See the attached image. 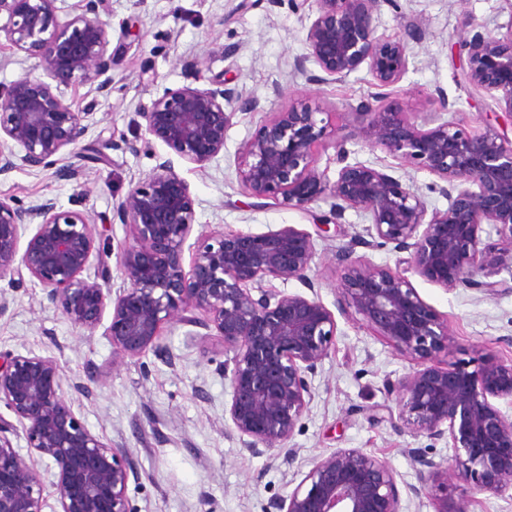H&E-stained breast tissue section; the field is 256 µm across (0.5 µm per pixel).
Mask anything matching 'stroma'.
Wrapping results in <instances>:
<instances>
[{"label":"stroma","mask_w":512,"mask_h":512,"mask_svg":"<svg viewBox=\"0 0 512 512\" xmlns=\"http://www.w3.org/2000/svg\"><path fill=\"white\" fill-rule=\"evenodd\" d=\"M315 14L294 0H108V23L115 63L109 92L75 82L65 99L85 113L83 148L104 154L86 164L76 180L55 170L24 165L0 176V199L35 205L51 199L65 210L84 213L109 250L113 289L126 287L119 256L132 244L133 230L113 217L114 204L143 181L158 158L170 159L195 200L196 224L184 246L191 263L195 240L223 232L266 233L290 225L309 233L316 245L311 276L319 299L336 307L339 256L368 223L346 210L334 219L331 199L302 212L285 205L255 206L237 176V157L272 113L304 99L320 108L330 128L347 139L349 162L388 167L412 184L429 210H446L442 182L429 172L370 150L357 135L356 109L363 103L392 105L416 124L448 120L469 130L494 122L498 104L458 77L461 37L475 32H512V0H380L373 23L378 35L394 38L414 23L422 38L408 44V69L394 86L374 85L367 71L345 80H317L293 71L305 54ZM197 60L206 78L224 79L259 106L234 116L224 151L204 166L182 160L168 146L152 141L131 151L138 134L130 120L147 111L165 90L186 85L182 62ZM30 77L49 81L40 54L19 50L0 36V88ZM493 294L448 290L411 275L421 299L448 322V362L470 365L484 353L512 362V267L504 266ZM336 343L311 380L313 400L286 447L259 456L243 451L224 406L230 387L221 367L229 353L220 337L176 321L166 325L157 348L138 357L116 354L98 327L87 335L48 303L33 278L0 281V353L50 356L62 367V392L85 427L114 448L127 451L138 477L129 481L132 512H266L269 501L291 492L316 458L340 448H360L393 467L402 512H435L428 495H414L418 482L413 451L449 454L446 442L395 429L396 406L384 384L411 372L412 361L398 355L356 316H337ZM448 494L464 512H512V496L472 493L456 478Z\"/></svg>","instance_id":"stroma-1"}]
</instances>
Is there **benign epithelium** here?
I'll use <instances>...</instances> for the list:
<instances>
[{
  "label": "benign epithelium",
  "mask_w": 512,
  "mask_h": 512,
  "mask_svg": "<svg viewBox=\"0 0 512 512\" xmlns=\"http://www.w3.org/2000/svg\"><path fill=\"white\" fill-rule=\"evenodd\" d=\"M57 0H0L7 23L0 33L18 49H37L56 82L21 78L0 90V175L16 168L11 142L30 168L57 164L61 152L87 132L82 116L65 101L62 88L95 82L109 90L113 54L107 0H81V12L63 25L54 22ZM315 6L307 34L308 52L294 59L296 72L315 64L341 80L366 68L374 85L397 84L408 66L405 38L376 34L377 0H302ZM465 83L493 98L512 118V32L501 38L476 33L460 41ZM222 81L167 90L150 110L135 112L132 124L173 149L184 161L203 165L224 151L236 109L254 110ZM305 103L277 112L246 143L237 158L245 193L307 210L325 196L335 200L334 218L347 209L362 212L367 234L378 247L406 252L408 270L445 289L497 291L498 275L512 257V138L488 124L470 133L444 121L417 126L408 113L364 106L359 133L370 149L426 170L449 183L450 204L428 212L418 190L364 163H347L346 139L336 136L335 181L318 169L316 144L330 137ZM134 229L122 249L127 286L112 294L108 264L96 247L88 218L48 199L24 206L0 200V280L28 273L46 300L73 324L93 334L111 311L106 335L116 353L137 357L156 347L164 325L180 322L214 328L233 356L224 361L231 398L224 413L243 450L261 454L284 445L312 399L311 380L335 345L337 321L318 296L273 291L272 280H296L314 289L313 238L293 226L256 234L232 231L197 239L190 269L184 245L195 225L190 187L164 160L115 208ZM492 225L498 240L482 237ZM31 235H26L29 227ZM25 246H20L21 240ZM96 258L94 276H83ZM342 315L351 309L417 369L387 388L396 392L398 430L446 440L451 454L435 460L415 451L421 486L436 512H462L448 499V475L475 493L512 492V419L498 401L512 403V363L486 355L473 370L436 360L448 350V324L398 271L341 254ZM206 313L205 319L195 311ZM62 368L50 357L28 353L0 356V403L22 425L27 447L56 465L58 512H130L127 488L134 473L126 452L91 434L62 394ZM0 424V512H44L39 476L13 447ZM271 512H401L396 473L386 460L361 448H340L317 458L288 495L270 503Z\"/></svg>",
  "instance_id": "benign-epithelium-1"
}]
</instances>
